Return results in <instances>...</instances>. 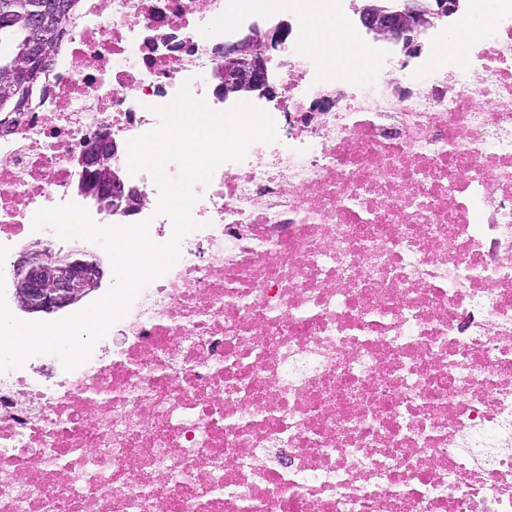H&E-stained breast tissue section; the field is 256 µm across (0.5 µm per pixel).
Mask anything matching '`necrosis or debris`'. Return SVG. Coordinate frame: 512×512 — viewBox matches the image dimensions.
<instances>
[{
  "label": "necrosis or debris",
  "mask_w": 512,
  "mask_h": 512,
  "mask_svg": "<svg viewBox=\"0 0 512 512\" xmlns=\"http://www.w3.org/2000/svg\"><path fill=\"white\" fill-rule=\"evenodd\" d=\"M224 0H98L34 111L0 134V244L54 238L97 135L214 110ZM396 70L335 73L296 24L263 101L277 138L195 188L199 230L112 328L48 376L0 372V512H512V0H461ZM349 94L327 111L315 103ZM134 213L158 243L150 173Z\"/></svg>",
  "instance_id": "necrosis-or-debris-1"
}]
</instances>
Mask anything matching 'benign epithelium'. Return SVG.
Returning a JSON list of instances; mask_svg holds the SVG:
<instances>
[{"instance_id":"obj_1","label":"benign epithelium","mask_w":512,"mask_h":512,"mask_svg":"<svg viewBox=\"0 0 512 512\" xmlns=\"http://www.w3.org/2000/svg\"><path fill=\"white\" fill-rule=\"evenodd\" d=\"M358 2L356 14L365 32L376 40L401 46L409 56L418 51L419 34L451 15L457 4V0ZM69 8L66 0H49L45 13L31 19L27 56L38 58L46 68L53 61L52 56L41 53L47 14L55 13L61 18ZM290 29L286 20L266 26L252 23L224 41L222 62L213 72L216 95L226 100L276 97L278 84L269 68L271 53L284 45ZM118 152L116 142L100 135L77 160L81 173L75 191L95 200L101 211L110 213L121 208L130 213L142 205L144 195L129 187L112 168V159ZM12 273L18 307L29 315L55 313L81 301L99 287L103 276L99 260H88L79 250L63 255L51 242L41 240L19 253Z\"/></svg>"}]
</instances>
